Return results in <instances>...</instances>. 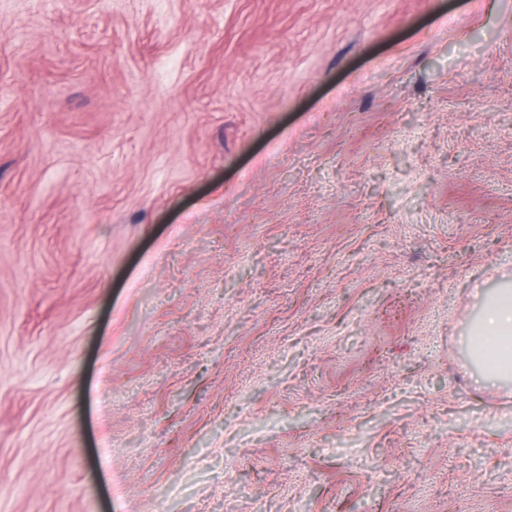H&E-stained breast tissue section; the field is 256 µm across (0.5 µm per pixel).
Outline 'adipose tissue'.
Returning <instances> with one entry per match:
<instances>
[{
    "mask_svg": "<svg viewBox=\"0 0 512 512\" xmlns=\"http://www.w3.org/2000/svg\"><path fill=\"white\" fill-rule=\"evenodd\" d=\"M472 358L490 379L512 380V289L488 300L480 321L466 338Z\"/></svg>",
    "mask_w": 512,
    "mask_h": 512,
    "instance_id": "adipose-tissue-1",
    "label": "adipose tissue"
}]
</instances>
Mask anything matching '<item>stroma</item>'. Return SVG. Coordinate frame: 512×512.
Segmentation results:
<instances>
[{
    "instance_id": "1",
    "label": "stroma",
    "mask_w": 512,
    "mask_h": 512,
    "mask_svg": "<svg viewBox=\"0 0 512 512\" xmlns=\"http://www.w3.org/2000/svg\"><path fill=\"white\" fill-rule=\"evenodd\" d=\"M512 0H0V512H512ZM472 358L485 370V379L512 380V289L503 288L488 300L481 320L466 337Z\"/></svg>"
}]
</instances>
